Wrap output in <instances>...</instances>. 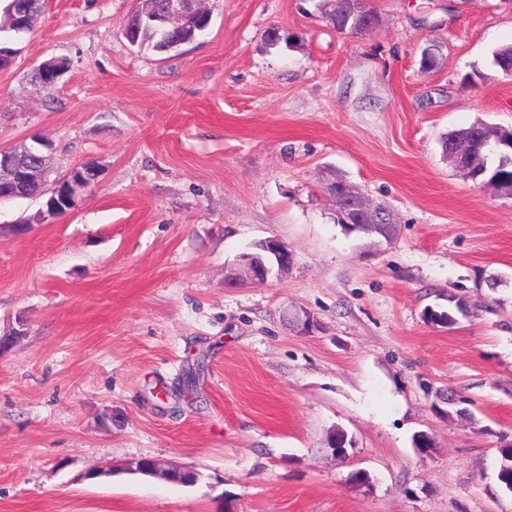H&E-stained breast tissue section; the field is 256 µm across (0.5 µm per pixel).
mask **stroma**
I'll use <instances>...</instances> for the list:
<instances>
[{"instance_id": "35a3bbf8", "label": "stroma", "mask_w": 512, "mask_h": 512, "mask_svg": "<svg viewBox=\"0 0 512 512\" xmlns=\"http://www.w3.org/2000/svg\"><path fill=\"white\" fill-rule=\"evenodd\" d=\"M140 5L47 0L0 70V149L48 141L51 181L104 167L57 218L0 203V333L27 329L0 354V512H512V199L439 144L512 130V0H369L358 34L320 0H204L207 34L163 55L122 35ZM338 176L392 209L390 242L334 223ZM272 236L288 272L228 284ZM452 295L467 315L427 323ZM448 388L470 415L433 410ZM141 472L142 474L149 475L151 477H157L161 479H167L170 482L178 484H191L184 483L183 480H194L197 479V472L190 468H179L168 464L165 461L144 458L136 462V465L132 470Z\"/></svg>"}]
</instances>
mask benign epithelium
<instances>
[{"instance_id": "7a95c632", "label": "benign epithelium", "mask_w": 512, "mask_h": 512, "mask_svg": "<svg viewBox=\"0 0 512 512\" xmlns=\"http://www.w3.org/2000/svg\"><path fill=\"white\" fill-rule=\"evenodd\" d=\"M344 5L348 18L353 20L357 29L367 30L376 24L377 19L367 12L366 0H345ZM207 16L209 13L199 6V0H166L163 8L164 20L178 26ZM494 129L496 126L482 123L479 141L496 151H512V137L506 138L495 133ZM45 147L46 144L36 139L32 145L22 144L0 150V202L27 197L28 184L40 180L46 172ZM80 172L97 183L102 168L96 164L89 168L76 165L63 178L43 188L42 194L47 196L44 217L49 218L74 206L86 186L83 178L78 176ZM325 192L336 206V215L358 232L373 224H396L390 207L371 202L360 188L345 179L327 183ZM291 261L292 255L284 243L275 238H265L256 242L255 252L239 256L238 270L252 281L265 282L288 272ZM135 468L151 477L178 484L187 479H197V472L190 468L175 467L153 458L139 460Z\"/></svg>"}]
</instances>
